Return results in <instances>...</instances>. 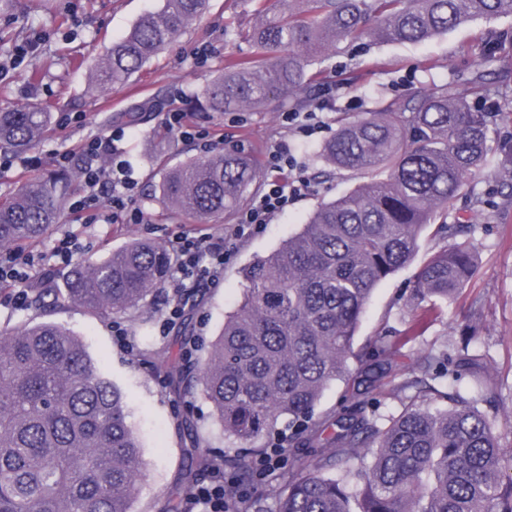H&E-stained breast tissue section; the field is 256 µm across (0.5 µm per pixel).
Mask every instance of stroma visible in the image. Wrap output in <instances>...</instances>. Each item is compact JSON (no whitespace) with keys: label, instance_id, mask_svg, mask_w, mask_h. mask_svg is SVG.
I'll use <instances>...</instances> for the list:
<instances>
[{"label":"stroma","instance_id":"stroma-1","mask_svg":"<svg viewBox=\"0 0 512 512\" xmlns=\"http://www.w3.org/2000/svg\"><path fill=\"white\" fill-rule=\"evenodd\" d=\"M162 0H0V31L13 40L0 43V107L40 103L49 106L53 130L29 151L36 157L34 172L55 169L54 152L77 146L110 128H122L124 138L116 147L137 183L135 204L146 216L141 224L76 223L64 213L56 234L77 237L78 258L106 257L108 252L134 239L162 246L184 233L224 239V278L203 288L201 303L189 320L165 323L166 300L155 293L129 315L103 318L71 304L41 310L33 303L14 306L8 290L0 291V331L25 323L52 321L80 339L100 373L124 395L129 422L141 446L146 471L131 504L132 512H158L174 491L185 464L189 441L184 422H192L216 460L235 448L225 436L201 390L177 398L165 377L158 373L145 347L175 358L184 339H192L197 358L224 326V319L242 300L247 283L242 270L255 259L279 249L300 231L307 216L321 201L340 196L366 182L363 174L333 170L321 148L332 136L336 119L344 112H365L381 100L398 103L437 84H448L458 93L466 80L484 69L489 84L512 72V15L477 19L419 44L377 42L369 37L344 42L341 48L317 61L320 83L309 88L307 111L316 115L312 132L297 133L283 121L282 109L266 111L195 112L190 123L208 131L211 152L225 144H239L266 161L275 141L289 144L297 169L307 176L312 192L276 214L267 224H256L237 236L236 214L220 224H197L159 203L154 188L166 168L203 155L206 149L182 140L163 123L165 112L184 109L191 95L200 93L228 57H249L253 47L248 31L254 21L253 0H209L201 18L182 31L164 50L123 84L100 93H89L92 64L113 42L123 37L146 12L157 10ZM505 38L499 63L484 65L482 39L488 34ZM34 45L16 69H9L20 39ZM143 101L155 104L139 125L128 124L124 113ZM72 115L62 124L63 115ZM470 194L458 197L445 218L449 224H467L478 248V273L451 303L432 307L408 303L416 274L445 241L427 227L414 259L383 281L361 320L355 350L380 336H390L398 346L396 365L374 392L379 414H400L413 401L401 390L417 363L428 353L444 349L470 330L471 347L487 355L502 388L499 413L504 421L498 431L501 445L512 455V182L486 167L470 178Z\"/></svg>","mask_w":512,"mask_h":512}]
</instances>
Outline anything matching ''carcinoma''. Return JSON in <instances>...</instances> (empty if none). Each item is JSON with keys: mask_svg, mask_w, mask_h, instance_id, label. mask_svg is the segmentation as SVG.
<instances>
[{"mask_svg": "<svg viewBox=\"0 0 512 512\" xmlns=\"http://www.w3.org/2000/svg\"><path fill=\"white\" fill-rule=\"evenodd\" d=\"M207 2L165 0L140 18L95 65L88 91L126 81L200 18ZM258 2L265 7L249 31L256 53L225 64L208 84L207 112L301 106L309 67L345 40L421 42L512 14V0ZM467 83L488 102L482 72ZM51 118L39 104L1 109L0 151L28 150ZM492 118L448 84L400 105L380 100L368 112L343 114L323 156L333 169L369 180L320 204L282 248L247 268L250 287L204 362L188 351L157 364L178 394L202 386L224 433L256 455L264 453L260 439L288 417V476L275 490L274 512H512V459L488 412L500 388L484 355L451 341L425 357L401 388L428 402L443 398L448 407H409L386 420L367 394L393 367L392 342L378 337L349 364L374 289L413 260L422 231L489 164ZM496 166L512 174V143L499 144ZM258 178L255 159L228 146L167 169L159 200L198 223L219 222ZM78 186L67 170L24 181L0 200V247L43 239ZM437 232L447 245L420 268L410 297L416 304L453 299L477 271L476 246L460 237L461 225L442 223ZM169 269L164 247L133 240L102 260L76 263L64 287L39 289L34 303L127 315ZM351 376L359 386L351 404L315 417L324 389ZM465 378L466 394L438 389ZM203 447V438L193 440L179 486L200 481L208 465ZM224 466L234 488L256 485L242 449L224 455ZM143 471L125 398L76 337L52 322L0 332V512H132ZM228 496L229 512H267L261 492L242 501Z\"/></svg>", "mask_w": 512, "mask_h": 512, "instance_id": "obj_1", "label": "carcinoma"}]
</instances>
